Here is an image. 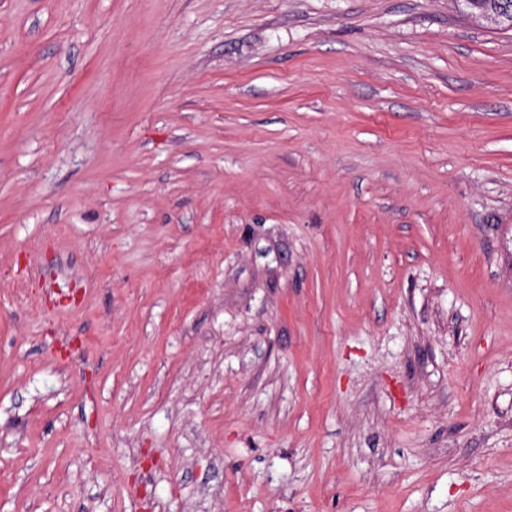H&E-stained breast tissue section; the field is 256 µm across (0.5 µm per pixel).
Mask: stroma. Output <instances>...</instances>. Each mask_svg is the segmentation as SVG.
Listing matches in <instances>:
<instances>
[{"label": "stroma", "instance_id": "stroma-1", "mask_svg": "<svg viewBox=\"0 0 512 512\" xmlns=\"http://www.w3.org/2000/svg\"><path fill=\"white\" fill-rule=\"evenodd\" d=\"M0 512H512V30L0 0Z\"/></svg>", "mask_w": 512, "mask_h": 512}]
</instances>
